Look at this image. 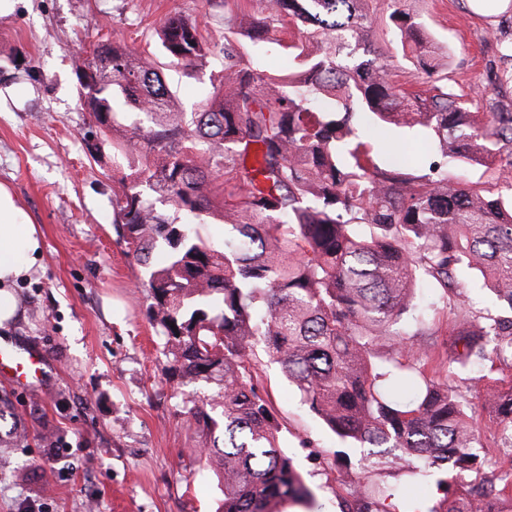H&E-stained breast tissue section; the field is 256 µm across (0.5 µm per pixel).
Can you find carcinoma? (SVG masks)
I'll return each mask as SVG.
<instances>
[{
    "label": "carcinoma",
    "mask_w": 512,
    "mask_h": 512,
    "mask_svg": "<svg viewBox=\"0 0 512 512\" xmlns=\"http://www.w3.org/2000/svg\"><path fill=\"white\" fill-rule=\"evenodd\" d=\"M369 2L265 0L259 17L225 18L254 43H279L287 24L306 42L272 75L225 39L224 79L197 112L177 108L158 62L134 47L105 37L78 57L100 75L84 88L100 144L84 143L91 155L112 146L114 229L142 269L168 370L210 386L182 404L205 426L198 447L221 485L218 512H299L312 500L260 384L257 345L340 441L371 449L338 479L349 512H391L403 486L431 479L443 496L405 512H512L511 473L450 498L437 470L487 462L451 385L460 371L512 448V112H472L448 92L443 55L408 0H387L379 27ZM377 28L429 89L396 84L391 56L360 49ZM159 36L171 65L216 52L191 17L163 19ZM367 119L418 127L430 144L383 165L363 140ZM460 163L487 180L462 185ZM206 218L224 225L223 242L197 231ZM468 273L495 293L496 313L463 299ZM425 283L436 288L428 303ZM440 304L444 329L431 315ZM431 336L443 337L434 359L414 343ZM495 362L489 386L481 370ZM387 455L403 481L370 479Z\"/></svg>",
    "instance_id": "carcinoma-1"
}]
</instances>
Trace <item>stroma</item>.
Returning a JSON list of instances; mask_svg holds the SVG:
<instances>
[{
    "mask_svg": "<svg viewBox=\"0 0 512 512\" xmlns=\"http://www.w3.org/2000/svg\"><path fill=\"white\" fill-rule=\"evenodd\" d=\"M234 0H0V185L42 237V267L16 289L14 344L43 361L40 385L0 376L24 443L0 448V512H215L221 491L198 463L199 424L184 414L180 386L146 317L140 266L113 224L112 152L92 156L76 59L105 36L159 55V24L180 12L223 44ZM446 55L448 89L472 111H512V83H499L501 41L512 40V0L488 12L467 0H413ZM184 111H196L224 75L222 54L165 66ZM378 158L394 162L420 134L364 126ZM287 428L285 446L315 494V512H341L337 452L359 463L309 413L277 364L260 378ZM473 424L488 454L468 483L512 465L496 447L487 412Z\"/></svg>",
    "mask_w": 512,
    "mask_h": 512,
    "instance_id": "obj_1",
    "label": "stroma"
}]
</instances>
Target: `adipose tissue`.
Listing matches in <instances>:
<instances>
[{"instance_id":"ef3b65f1","label":"adipose tissue","mask_w":512,"mask_h":512,"mask_svg":"<svg viewBox=\"0 0 512 512\" xmlns=\"http://www.w3.org/2000/svg\"><path fill=\"white\" fill-rule=\"evenodd\" d=\"M42 242L34 225L22 223L18 210L5 189L0 188V327L18 313L13 292L16 282L38 264Z\"/></svg>"}]
</instances>
